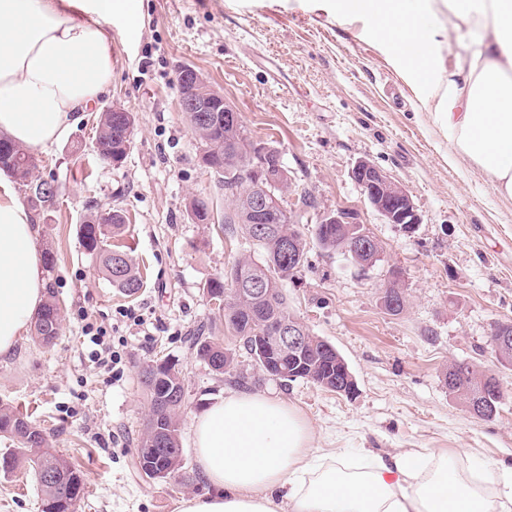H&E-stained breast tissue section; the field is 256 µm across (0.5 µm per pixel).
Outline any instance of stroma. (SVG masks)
Wrapping results in <instances>:
<instances>
[{
    "label": "stroma",
    "mask_w": 512,
    "mask_h": 512,
    "mask_svg": "<svg viewBox=\"0 0 512 512\" xmlns=\"http://www.w3.org/2000/svg\"><path fill=\"white\" fill-rule=\"evenodd\" d=\"M119 58L96 109L35 156L38 177L56 187L31 213L39 249L55 256L45 287L60 304L59 335L49 348L24 337L0 358V403L27 413L84 478L76 512H178L183 496L205 494L192 417L239 391L297 407L313 447L348 464L366 450L431 448L464 470L512 464V367L498 364L490 346L495 325L512 322V198L470 161L449 162L432 98L407 80L371 23L338 14L336 0H142L138 37L120 45ZM185 66L239 109L252 141L280 152L290 182L284 205L306 242L304 269L281 290L310 334L343 356L354 397L265 377L207 296L235 260L265 255L225 223L224 187L199 162L200 143L178 104ZM113 106L135 117L119 165L94 148L97 117ZM361 160L408 191L421 217L413 231L370 206L352 176ZM192 197L208 202L211 223L192 219ZM115 210L125 224L111 242L143 281L134 295L112 285L78 233L89 216ZM337 211L378 239L371 267L319 245L316 224ZM394 272L408 300L397 316L382 302ZM87 317L107 328L115 372L89 362ZM197 333L232 349L230 372L215 373L197 356ZM160 360L176 364L185 390L184 468L175 481L148 479L137 465L149 410L140 371ZM463 361L499 380L504 397L492 418L472 415L449 393L446 370ZM0 512H41L32 471L0 475Z\"/></svg>",
    "instance_id": "35a3bbf8"
}]
</instances>
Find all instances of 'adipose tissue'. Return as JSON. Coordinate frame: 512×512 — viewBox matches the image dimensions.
I'll return each instance as SVG.
<instances>
[{
  "mask_svg": "<svg viewBox=\"0 0 512 512\" xmlns=\"http://www.w3.org/2000/svg\"><path fill=\"white\" fill-rule=\"evenodd\" d=\"M369 19L436 99L449 157L479 167L512 198V0H336ZM140 0H0V135L30 151L66 138L112 80L113 23L139 20ZM458 44L453 71L441 50ZM37 228L0 179V357L12 353L45 302ZM210 494L179 512H512V467L457 469L431 449L337 464L317 454L301 412L233 393L192 420Z\"/></svg>",
  "mask_w": 512,
  "mask_h": 512,
  "instance_id": "adipose-tissue-1",
  "label": "adipose tissue"
}]
</instances>
